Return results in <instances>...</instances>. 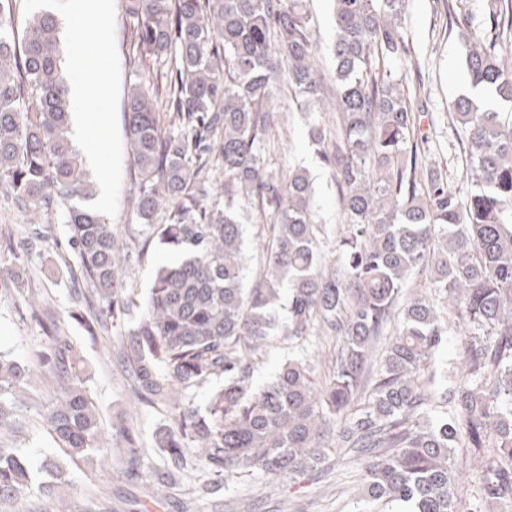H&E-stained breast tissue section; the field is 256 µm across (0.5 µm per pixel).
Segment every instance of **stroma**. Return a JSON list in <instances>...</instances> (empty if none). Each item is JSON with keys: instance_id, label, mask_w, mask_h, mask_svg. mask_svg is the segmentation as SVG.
<instances>
[{"instance_id": "1", "label": "stroma", "mask_w": 512, "mask_h": 512, "mask_svg": "<svg viewBox=\"0 0 512 512\" xmlns=\"http://www.w3.org/2000/svg\"><path fill=\"white\" fill-rule=\"evenodd\" d=\"M123 5V0H17L15 8L19 24L44 10L59 18L67 84L84 91L72 122L84 128L75 142L96 182L92 205L120 227L132 221L130 205L136 191L123 101L128 86L141 78L129 56L131 32ZM448 20L447 10L438 7L436 0H407L402 27L414 53L411 60L398 62L395 68L418 73L424 105L421 129L428 134L436 157L446 161L453 187L464 193L470 184L448 114L452 101L468 90L463 66L467 44L459 31H447ZM90 71L106 72V86H89L86 74ZM275 104L283 133L269 167L275 171L288 165L308 169L316 189L314 206L329 238L326 257L335 260V240L344 221L336 185L307 141V116L296 110L285 92H277ZM66 240L65 225H55L52 239L24 263L13 260L0 240V278L9 282L8 289L0 292V352L33 371L26 390L33 404L22 413L23 429L16 442L40 464L39 477L44 481L51 477L43 467L51 453V439L41 407L54 401L56 384L39 367L44 338L30 318L29 291L38 293L43 306L54 312L60 328L80 350L104 432H111L115 415L125 414L132 419L151 460L154 435L170 421L167 410L141 408L130 400L122 373L108 355L116 342L112 332L92 335L76 320V313L85 312L86 307L73 295L79 271L64 265L72 257ZM343 454L338 442H330L324 476L318 482L307 476L288 482L255 475L233 484L231 490L205 497L192 494L187 485L149 487L141 479L117 478L112 469L76 462L66 466L70 485L65 494L73 512H242L248 502L255 504L256 512H367L369 505L359 488L360 471L340 465Z\"/></svg>"}]
</instances>
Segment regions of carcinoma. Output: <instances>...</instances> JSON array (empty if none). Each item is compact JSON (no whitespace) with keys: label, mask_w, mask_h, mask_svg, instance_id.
<instances>
[{"label":"carcinoma","mask_w":512,"mask_h":512,"mask_svg":"<svg viewBox=\"0 0 512 512\" xmlns=\"http://www.w3.org/2000/svg\"><path fill=\"white\" fill-rule=\"evenodd\" d=\"M336 37L325 70L312 17L299 0H125L136 68L151 76L124 100L137 192L135 224L119 234L88 205L93 188L68 136L69 98L59 28L47 12L15 33L12 0L0 3V191L36 220L28 257L67 224L68 245L97 303L88 331L112 329L110 357L140 403L172 407L155 435L162 480L200 471L216 493L256 473L293 481L326 462L338 434L346 463L364 472L368 503L407 512H460L451 454L481 456L475 512L512 502V0H491L473 32L464 69L472 88L495 101L461 96L452 126L471 179L448 186L421 132L417 88L391 63L412 56L401 19L406 0H333ZM304 112L330 98L336 127L308 134L338 190L344 217L339 265L327 266L312 183L301 169L267 170L279 121L274 90ZM224 204L210 201L215 163ZM263 221L260 271L247 282L242 215ZM178 250L159 265L146 296H128L121 263L151 244ZM430 275L427 295L413 279ZM451 300L468 329L461 376L435 367L451 326ZM31 316L45 337L41 369L57 382L44 415L59 454L112 458L82 374V356L44 308ZM298 349L274 379L255 386V360L274 337ZM333 346L319 382L309 349ZM379 366H374L375 362ZM224 378L204 406L194 390ZM29 374L0 353V431L28 407ZM125 444L124 474L139 478L144 452L132 422H112ZM34 486L33 464L0 438V505L37 489L49 512L68 483Z\"/></svg>","instance_id":"obj_1"}]
</instances>
